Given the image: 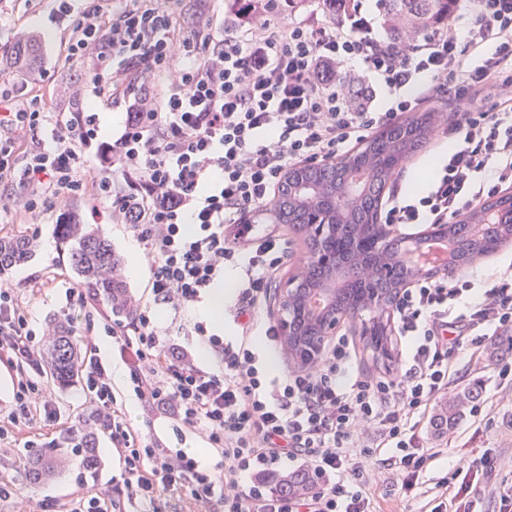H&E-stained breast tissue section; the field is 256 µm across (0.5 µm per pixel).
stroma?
Masks as SVG:
<instances>
[{"label": "stroma", "instance_id": "35a3bbf8", "mask_svg": "<svg viewBox=\"0 0 512 512\" xmlns=\"http://www.w3.org/2000/svg\"><path fill=\"white\" fill-rule=\"evenodd\" d=\"M22 36L36 40L38 67L50 72L48 80L27 84L22 73L11 75L5 85L13 98L24 99L38 94L44 97L51 111L60 112L67 106L64 88L69 84L88 82L86 69L80 62L67 61L70 32L65 24L54 18L53 0H0V52ZM448 143L440 136L429 139L426 148L412 158L392 178V186L400 192L414 193L426 184L432 170L431 163L447 151ZM250 221L259 229L278 236L288 247L285 264L274 274L268 297L262 307V317L279 321L278 297L287 278L302 271L307 263L308 251L303 233L286 224L270 223L262 210H255ZM25 234L35 239L33 258L20 267L10 269L14 283L23 287L22 297L30 312L34 328H42L54 319L62 317L68 309L69 290L76 282L69 271L68 250L57 234L52 218L41 217L39 223L0 224V236ZM43 278L41 288L31 290L24 283L31 275ZM201 316L197 305L182 307L169 315L163 332L169 343L178 344L191 352L202 346L194 325ZM338 334L349 336L353 341L359 370L368 376H376L401 366V347L396 339H389L392 353L389 365L374 362L372 352L362 334L361 321H344ZM496 337H488L473 352L456 356L457 378L454 388L460 389L472 381H481L483 397L479 409L467 412L464 419L449 433L434 436L429 425H422L420 435L424 445L447 449L448 455L437 462L428 472L429 487H436L456 463L475 456L479 450L492 449L498 456L500 467L480 482L479 512H499L498 485L512 474V375L501 377L503 361L492 358L490 352ZM116 396L126 407L127 417L133 427L150 428L153 437L165 448H185L193 453L206 451L207 446L200 434L194 431L176 432L172 422L151 408L141 407L133 397L126 379L113 380ZM53 410L50 413H34L30 424L8 426L7 436L0 440V480L6 479L26 484L28 462L40 458L52 461L56 473L46 482L35 485L34 498L46 512H63L74 496L85 492L111 494L115 482L121 481L125 472L122 458L112 450L109 432L99 435L97 448L101 458L98 470H88L76 463L78 451L68 438L70 427L83 425L95 407L90 403L82 386L64 388L53 386Z\"/></svg>", "mask_w": 512, "mask_h": 512}]
</instances>
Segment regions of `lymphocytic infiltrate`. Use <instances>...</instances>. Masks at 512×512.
Listing matches in <instances>:
<instances>
[{
  "label": "lymphocytic infiltrate",
  "instance_id": "f902f5d3",
  "mask_svg": "<svg viewBox=\"0 0 512 512\" xmlns=\"http://www.w3.org/2000/svg\"><path fill=\"white\" fill-rule=\"evenodd\" d=\"M56 2L71 32L69 59L85 66L94 93L111 95L126 122L108 143L99 138L98 113L52 112L37 98L17 105L0 95V185L15 190L0 200V222L48 214L67 224L74 200L86 198L95 222L132 226L148 250L153 302L133 322H108L104 331L140 403L200 433L217 457L213 468L201 467L193 453L158 447L148 430L131 427L111 375L90 360L85 388L127 468L112 498L88 493L71 500L69 512H126L132 504L159 512L174 496L192 512H377L380 464L399 474L405 497L423 495L429 467L444 454L420 440L427 408L454 381L455 354L512 331V272L480 293L462 276H421L403 289L393 316L405 370L353 373V347L339 336L315 365L273 379L253 336L279 341L277 326L257 310L284 247L244 216L276 196L287 168L336 157L369 129L417 109L423 97L415 89L427 78L463 108L440 130L457 147L428 190L389 195L384 223L444 224L511 185L512 0H473L466 37L446 26L404 50L380 42L358 13L341 25H280L254 2L240 35L228 37L213 11L189 30L163 0H119L113 8L85 0L79 12L73 0ZM348 65L387 91L384 111L355 100L340 74ZM493 83L503 92L491 110L468 109L471 92ZM117 170L130 192L113 190ZM230 266L244 274L239 336L226 341L194 326L223 364L212 371L167 343L155 313L199 301ZM18 295L0 277V364L17 371L15 425L30 420L31 407L53 403L37 378L36 332ZM497 467L488 449L454 467L441 481L451 512H473L481 478ZM286 468L307 472L313 492L268 490V479Z\"/></svg>",
  "mask_w": 512,
  "mask_h": 512
}]
</instances>
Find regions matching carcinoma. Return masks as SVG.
<instances>
[{
	"instance_id": "cac0c4a2",
	"label": "carcinoma",
	"mask_w": 512,
	"mask_h": 512,
	"mask_svg": "<svg viewBox=\"0 0 512 512\" xmlns=\"http://www.w3.org/2000/svg\"><path fill=\"white\" fill-rule=\"evenodd\" d=\"M458 0H377L386 44L400 46L408 33H425L448 20ZM37 44L30 38L18 39L11 50L15 61L36 57ZM434 119L431 111L413 115L384 128L364 145L349 155V163L364 170V185L358 201L349 207H332L327 191L343 184L347 166L306 165L288 170L281 184L279 196L285 209L269 210L268 219L274 224H290L298 229L319 217L336 225V237L331 244L336 255L347 265L349 276L343 287L336 289V311L360 309L369 313L364 332L369 334L368 347L376 357H389L387 348L388 322L385 313L394 302L402 286L414 276L412 267L404 260L405 247L392 238L377 250H353V243L362 241L377 223L378 207L392 177L400 169L399 159L404 154L421 150L427 139L417 132L425 121ZM60 236L69 246L70 268L81 287L106 303L112 313L133 317L131 300L126 292L120 258L112 252L108 241L80 217L70 224L60 225ZM441 239L448 244L452 255L446 267V277L489 256L512 241V194H502L471 212L465 219L446 225ZM34 246L21 235L0 240V271L24 264L32 258ZM374 265L379 273L367 274L366 267ZM327 270L318 265L307 267L303 295L307 296L322 286ZM296 335L288 340V353L303 357L314 350L320 336L317 320L300 311L294 319ZM50 378L66 386L78 381L82 372L78 339L71 335L65 321L54 324L48 338L43 359ZM482 398V390L471 384L448 396L437 414L435 426L453 429L470 405ZM102 429L97 419L89 420L82 431V450L86 467L96 468V435ZM313 488V481L304 473H288L280 477L275 490L299 495Z\"/></svg>"
}]
</instances>
